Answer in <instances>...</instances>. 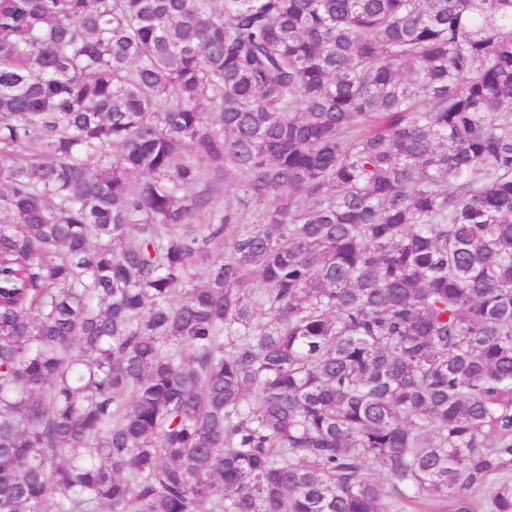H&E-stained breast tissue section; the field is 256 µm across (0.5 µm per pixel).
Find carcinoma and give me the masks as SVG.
I'll list each match as a JSON object with an SVG mask.
<instances>
[{
  "label": "carcinoma",
  "instance_id": "carcinoma-1",
  "mask_svg": "<svg viewBox=\"0 0 512 512\" xmlns=\"http://www.w3.org/2000/svg\"><path fill=\"white\" fill-rule=\"evenodd\" d=\"M415 500L512 512V0H0V512Z\"/></svg>",
  "mask_w": 512,
  "mask_h": 512
}]
</instances>
